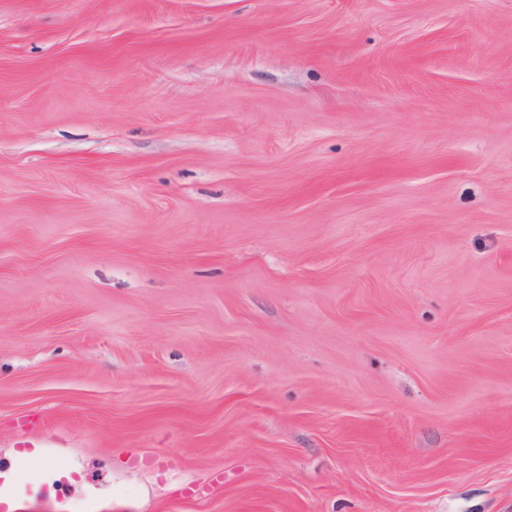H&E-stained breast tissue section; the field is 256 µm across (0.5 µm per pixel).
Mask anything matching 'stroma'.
I'll use <instances>...</instances> for the list:
<instances>
[{
    "label": "stroma",
    "mask_w": 512,
    "mask_h": 512,
    "mask_svg": "<svg viewBox=\"0 0 512 512\" xmlns=\"http://www.w3.org/2000/svg\"><path fill=\"white\" fill-rule=\"evenodd\" d=\"M1 481L512 512V0H0Z\"/></svg>",
    "instance_id": "obj_1"
}]
</instances>
